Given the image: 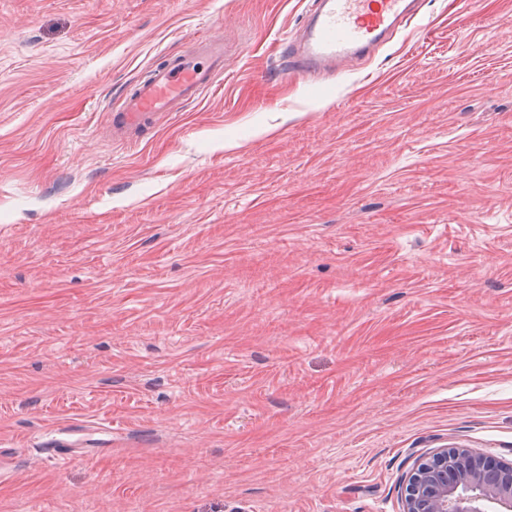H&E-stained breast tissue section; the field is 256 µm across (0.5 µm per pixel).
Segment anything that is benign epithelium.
<instances>
[{
  "label": "benign epithelium",
  "mask_w": 512,
  "mask_h": 512,
  "mask_svg": "<svg viewBox=\"0 0 512 512\" xmlns=\"http://www.w3.org/2000/svg\"><path fill=\"white\" fill-rule=\"evenodd\" d=\"M405 502V512H512V465L445 448L412 469Z\"/></svg>",
  "instance_id": "benign-epithelium-1"
}]
</instances>
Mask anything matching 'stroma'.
I'll return each mask as SVG.
<instances>
[{
  "instance_id": "1",
  "label": "stroma",
  "mask_w": 512,
  "mask_h": 512,
  "mask_svg": "<svg viewBox=\"0 0 512 512\" xmlns=\"http://www.w3.org/2000/svg\"><path fill=\"white\" fill-rule=\"evenodd\" d=\"M305 9L0 0V512H404L440 449L512 464V0H422L317 91ZM200 59L206 60L203 66ZM224 72V42L207 40L192 55H173L155 66L139 81L122 105L111 115L113 137L135 142L137 132L165 112L209 90ZM128 135V136H127ZM130 135L136 136L131 138Z\"/></svg>"
}]
</instances>
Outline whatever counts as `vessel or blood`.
Segmentation results:
<instances>
[{"label":"vessel or blood","instance_id":"b4317fda","mask_svg":"<svg viewBox=\"0 0 512 512\" xmlns=\"http://www.w3.org/2000/svg\"><path fill=\"white\" fill-rule=\"evenodd\" d=\"M415 2L310 0L305 20L284 42L289 67L308 75L352 70L364 51L415 18ZM223 71L224 44L219 40L200 43L195 54L167 58L112 113L114 138L137 134L162 113L199 98Z\"/></svg>","mask_w":512,"mask_h":512}]
</instances>
